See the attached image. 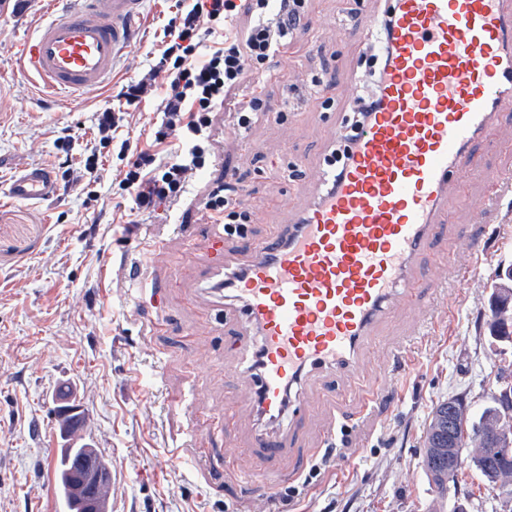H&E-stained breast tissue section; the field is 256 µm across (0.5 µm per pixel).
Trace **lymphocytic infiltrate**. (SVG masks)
<instances>
[{"label":"lymphocytic infiltrate","mask_w":512,"mask_h":512,"mask_svg":"<svg viewBox=\"0 0 512 512\" xmlns=\"http://www.w3.org/2000/svg\"><path fill=\"white\" fill-rule=\"evenodd\" d=\"M174 15L164 25L160 45L152 54L148 73L121 87L113 104L102 108L95 127L96 144L83 159V174L96 175L112 142H119V185L133 210L168 220L171 207L188 192L196 175L216 158L211 135L212 114L223 105L226 92L261 74L303 24L307 0H174ZM251 17L245 32L233 31L240 12ZM213 40L202 52L205 40ZM165 91L154 111L157 142L173 138L177 148L166 160L149 151H132L129 140L115 133L130 108L152 95L156 83ZM239 178L215 180L199 205L218 220L228 235H239L251 211L239 199Z\"/></svg>","instance_id":"f902f5d3"}]
</instances>
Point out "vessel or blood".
<instances>
[{
  "label": "vessel or blood",
  "instance_id": "obj_1",
  "mask_svg": "<svg viewBox=\"0 0 512 512\" xmlns=\"http://www.w3.org/2000/svg\"><path fill=\"white\" fill-rule=\"evenodd\" d=\"M146 0H72L23 51L44 85L72 96L107 84L132 42ZM381 105L348 137L350 157L285 232L252 245L236 286L240 320L261 366L253 398L265 425L252 446L268 465L242 479L264 484V512H279L274 491L297 478L280 462L309 412L289 404L315 371L358 379V358L395 305L413 303L423 278L418 259L434 250L448 220V190L473 167L474 145L494 137L512 105V0H396ZM53 173L34 167L8 188L16 202L56 195Z\"/></svg>",
  "mask_w": 512,
  "mask_h": 512
}]
</instances>
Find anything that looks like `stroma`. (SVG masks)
<instances>
[{"label":"stroma","mask_w":512,"mask_h":512,"mask_svg":"<svg viewBox=\"0 0 512 512\" xmlns=\"http://www.w3.org/2000/svg\"><path fill=\"white\" fill-rule=\"evenodd\" d=\"M386 0H309L308 17L262 80L270 116L240 131L230 114L248 103L252 83L230 89L212 126L216 163L175 205L169 222L131 211L118 182L117 156L92 187L63 177L42 203L7 200L15 175L54 168L63 152L80 160L94 144L96 113L120 87L143 75L171 13V0H148L132 48L109 84L75 97L47 89L22 49L61 0H38L21 15L0 14V512H66L57 458L55 392L72 387L90 431L120 481L111 512H260L261 487L241 474L259 468L245 449L256 427L245 350L229 349L223 313L203 292L213 262L211 221L194 197L224 170L237 172L252 200L244 242L283 225L289 207L318 189L331 131L347 122L364 80L363 21L381 15ZM297 85L284 97L283 84ZM334 86L324 100L319 83ZM156 97L131 110L116 136L167 155L150 123ZM74 139L57 143L62 128ZM479 169L448 192L449 225L433 264L445 291L417 305L397 306L392 321L360 361L374 402L350 392L332 400L318 378L304 383L310 406L295 451L300 467L311 449L330 445L340 425L350 429L347 457L322 469L289 495L282 512H432L437 493L421 468L423 439L436 403L465 396L480 413L497 392L499 372L512 363L487 342L488 285L512 263V197L488 203L489 174L512 175V112L493 146L479 149ZM488 238L485 255L471 241ZM486 237V236H485ZM162 318L150 328L151 318ZM235 412L224 430V409Z\"/></svg>","instance_id":"1"}]
</instances>
